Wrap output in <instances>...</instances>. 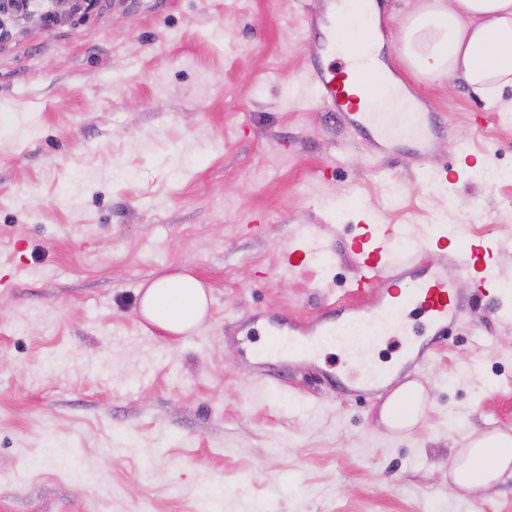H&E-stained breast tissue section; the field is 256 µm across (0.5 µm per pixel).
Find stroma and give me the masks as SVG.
Masks as SVG:
<instances>
[{
	"instance_id": "1",
	"label": "stroma",
	"mask_w": 512,
	"mask_h": 512,
	"mask_svg": "<svg viewBox=\"0 0 512 512\" xmlns=\"http://www.w3.org/2000/svg\"><path fill=\"white\" fill-rule=\"evenodd\" d=\"M314 0H109L56 22L0 15V512H512V476L448 482L459 448L512 433V86L490 99L398 53L421 0H378L381 47L437 112L430 180L403 141L379 154L316 106ZM400 249L481 238L501 285L467 297L420 382L414 428L319 372L270 366L271 320L313 323L359 274L363 225ZM302 236L316 248L287 256ZM187 270L212 295L194 332L138 313Z\"/></svg>"
}]
</instances>
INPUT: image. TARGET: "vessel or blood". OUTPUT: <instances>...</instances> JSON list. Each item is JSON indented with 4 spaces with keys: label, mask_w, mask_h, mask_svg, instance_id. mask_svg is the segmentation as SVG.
<instances>
[{
    "label": "vessel or blood",
    "mask_w": 512,
    "mask_h": 512,
    "mask_svg": "<svg viewBox=\"0 0 512 512\" xmlns=\"http://www.w3.org/2000/svg\"><path fill=\"white\" fill-rule=\"evenodd\" d=\"M363 22L367 34L353 47L336 31L338 20ZM310 29L322 42L326 55H337L340 65L314 63L310 82L314 100L376 148L393 137L408 142L419 164H426L433 137L434 113L426 100H417L413 112H381L378 104L403 90L402 82L381 70L377 45L385 33L382 18L371 16L369 0H316ZM353 252L361 268L352 292L366 297V304L332 303L328 315L313 324L291 321L269 334L265 352L279 357L313 356L328 343L342 347L357 362L356 373L323 375L326 384L345 397L378 394L385 390L391 370L371 362L375 345L388 336H399L412 354L415 368L425 366L437 339L446 336L460 299L453 287L459 273H467L477 294H486L494 282L490 250L483 242L465 241L453 247L443 266L421 271L413 251L394 253L391 242L376 225H364ZM417 306L427 317L430 341L414 342L404 318L408 306Z\"/></svg>",
    "instance_id": "1"
}]
</instances>
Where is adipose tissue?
Instances as JSON below:
<instances>
[{"instance_id":"adipose-tissue-1","label":"adipose tissue","mask_w":512,"mask_h":512,"mask_svg":"<svg viewBox=\"0 0 512 512\" xmlns=\"http://www.w3.org/2000/svg\"><path fill=\"white\" fill-rule=\"evenodd\" d=\"M401 53L432 79L461 76L486 96L512 85V0H424L401 26ZM203 284L187 273L151 281L140 315L167 333L197 329L209 308ZM512 471V435L494 432L460 449L448 467L454 487L470 490Z\"/></svg>"}]
</instances>
